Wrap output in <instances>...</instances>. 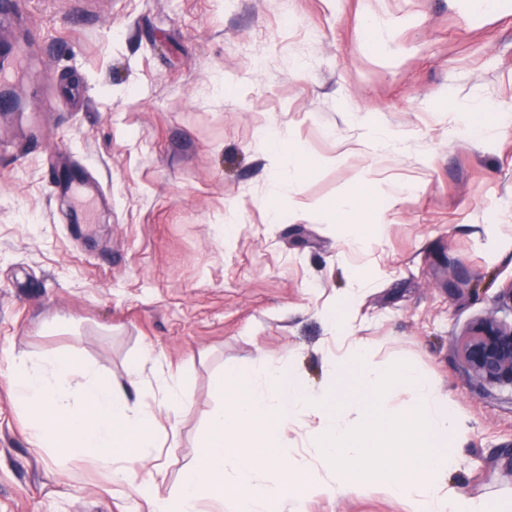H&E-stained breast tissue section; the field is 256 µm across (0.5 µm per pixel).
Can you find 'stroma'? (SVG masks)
Masks as SVG:
<instances>
[{
  "label": "stroma",
  "mask_w": 512,
  "mask_h": 512,
  "mask_svg": "<svg viewBox=\"0 0 512 512\" xmlns=\"http://www.w3.org/2000/svg\"><path fill=\"white\" fill-rule=\"evenodd\" d=\"M3 41L21 66L0 83V352H70L120 381L153 347L147 381L182 372L193 403L170 484L222 373L286 357L311 390L335 386L322 310L363 280L355 336L459 422L449 481L512 501V387L460 353L474 323L512 325V0H23ZM463 103L502 108L495 135ZM274 123L304 149L290 186L257 135ZM76 162L106 198L73 210L51 176ZM350 197L348 222L323 220ZM274 203L290 221L269 223ZM307 510L411 507L368 490ZM0 512L146 506L85 458L32 448L0 379Z\"/></svg>",
  "instance_id": "obj_1"
}]
</instances>
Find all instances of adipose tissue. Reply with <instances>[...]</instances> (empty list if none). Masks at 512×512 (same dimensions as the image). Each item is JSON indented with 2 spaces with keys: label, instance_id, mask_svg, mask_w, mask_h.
Segmentation results:
<instances>
[{
  "label": "adipose tissue",
  "instance_id": "1",
  "mask_svg": "<svg viewBox=\"0 0 512 512\" xmlns=\"http://www.w3.org/2000/svg\"><path fill=\"white\" fill-rule=\"evenodd\" d=\"M330 330L346 340L334 360L335 380L359 366L366 404L394 389L412 392L415 407L398 432L383 415L351 424L334 391L314 393L287 359L261 358L246 370L220 375L217 405L201 435L200 452L180 481L161 489L154 474L136 478L133 462L156 461L189 402L177 374L146 390L144 362L127 369L125 382H112L101 366L64 352L35 357L5 355L16 410L28 443L58 463L81 455L115 483L134 484L150 512H298L315 496L337 498L369 489L408 500L412 512H512L511 502H485L449 489L457 464V420L431 383L414 369L388 371L371 363L368 349L350 337L346 306L323 312ZM317 417L309 452L314 467L298 468L284 433ZM236 489L225 495L226 486Z\"/></svg>",
  "mask_w": 512,
  "mask_h": 512
}]
</instances>
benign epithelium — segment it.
Returning <instances> with one entry per match:
<instances>
[{
	"mask_svg": "<svg viewBox=\"0 0 512 512\" xmlns=\"http://www.w3.org/2000/svg\"><path fill=\"white\" fill-rule=\"evenodd\" d=\"M465 363L490 384L512 385V326L486 319L476 324L461 344Z\"/></svg>",
	"mask_w": 512,
	"mask_h": 512,
	"instance_id": "benign-epithelium-1",
	"label": "benign epithelium"
}]
</instances>
